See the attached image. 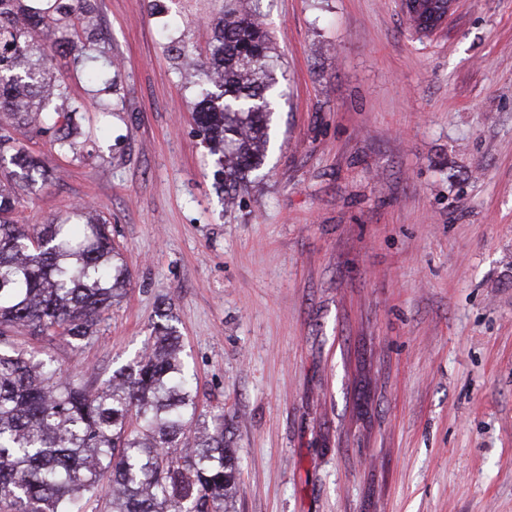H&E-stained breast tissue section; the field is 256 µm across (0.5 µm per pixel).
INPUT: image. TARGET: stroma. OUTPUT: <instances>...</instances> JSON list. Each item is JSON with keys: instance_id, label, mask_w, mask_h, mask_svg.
<instances>
[{"instance_id": "obj_1", "label": "stroma", "mask_w": 512, "mask_h": 512, "mask_svg": "<svg viewBox=\"0 0 512 512\" xmlns=\"http://www.w3.org/2000/svg\"><path fill=\"white\" fill-rule=\"evenodd\" d=\"M276 48L264 165L226 196L192 113L216 0H96L118 76L55 75L89 159L19 220L88 206L127 268L95 340L46 343L99 386L171 305L201 408L239 462L233 512H512V0L418 36L400 0H259Z\"/></svg>"}]
</instances>
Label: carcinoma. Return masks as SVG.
I'll return each mask as SVG.
<instances>
[{
  "instance_id": "1",
  "label": "carcinoma",
  "mask_w": 512,
  "mask_h": 512,
  "mask_svg": "<svg viewBox=\"0 0 512 512\" xmlns=\"http://www.w3.org/2000/svg\"><path fill=\"white\" fill-rule=\"evenodd\" d=\"M95 0H0V115L60 156H81L69 87L48 82L53 57L81 52ZM273 42L247 0H223L200 70L194 122L233 189L264 164L273 100ZM90 57L86 77L115 80ZM0 125V512H86L104 496L112 512H228L238 461L224 440V408L200 411L185 347L168 310L141 354L97 388L40 347L8 342L97 338L127 279L109 225L79 207L48 224H18L29 186L53 177Z\"/></svg>"
}]
</instances>
